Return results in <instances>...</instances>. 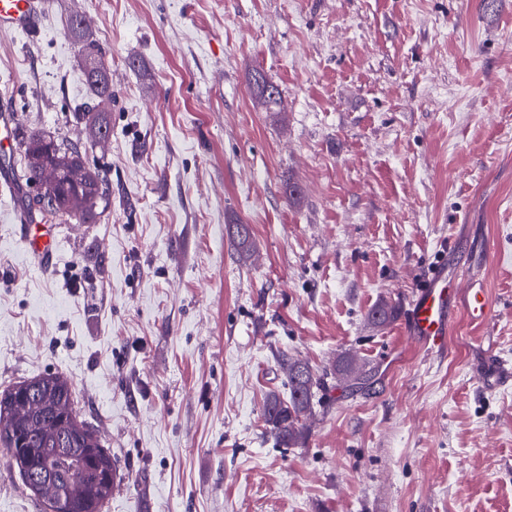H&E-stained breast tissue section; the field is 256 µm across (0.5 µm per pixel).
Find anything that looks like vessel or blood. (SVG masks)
<instances>
[{"label": "vessel or blood", "mask_w": 512, "mask_h": 512, "mask_svg": "<svg viewBox=\"0 0 512 512\" xmlns=\"http://www.w3.org/2000/svg\"><path fill=\"white\" fill-rule=\"evenodd\" d=\"M44 11L45 0H0V29L36 33ZM20 239L40 266H51L59 254L60 238L53 225L22 223ZM459 305L473 318L486 321L493 317L492 304L476 278L452 282L447 272L436 271L413 305L405 326L406 335L428 353L448 355L452 312Z\"/></svg>", "instance_id": "obj_1"}]
</instances>
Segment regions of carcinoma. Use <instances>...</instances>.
Masks as SVG:
<instances>
[{"mask_svg": "<svg viewBox=\"0 0 512 512\" xmlns=\"http://www.w3.org/2000/svg\"><path fill=\"white\" fill-rule=\"evenodd\" d=\"M105 53L89 42L84 46L86 80L96 100L93 109L112 102V84L108 82ZM272 94H265L266 88ZM253 88L258 102L268 112L282 104L278 86L260 72L254 73ZM21 158L7 163L21 193L18 204L30 220L44 223L65 217L90 223L110 203L108 170L89 163V147L82 143L61 144L54 136L30 137L22 142ZM234 235L248 260L250 228L234 224ZM395 308L381 304L373 308L367 321L373 326L389 323ZM280 367L288 383V399L273 393L264 405L269 433L284 448L304 444L313 418L314 405L320 403L328 375L334 373L350 385L367 380L365 364L352 354L332 364V369L317 371L307 362L293 357L281 359ZM37 385L34 403H21L16 388L20 381L0 392V450L14 470L48 471L61 486L62 497L50 489L40 490L21 477L24 486L42 501L44 512H102L112 496L118 475V463L106 448L98 432L75 411L73 384L67 377L49 373L33 378Z\"/></svg>", "mask_w": 512, "mask_h": 512, "instance_id": "cac0c4a2", "label": "carcinoma"}]
</instances>
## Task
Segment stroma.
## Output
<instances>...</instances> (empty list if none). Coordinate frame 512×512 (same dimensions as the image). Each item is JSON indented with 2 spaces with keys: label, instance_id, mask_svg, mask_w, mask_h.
Wrapping results in <instances>:
<instances>
[{
  "label": "stroma",
  "instance_id": "1",
  "mask_svg": "<svg viewBox=\"0 0 512 512\" xmlns=\"http://www.w3.org/2000/svg\"><path fill=\"white\" fill-rule=\"evenodd\" d=\"M77 14L112 82L110 206L43 270L0 195V390L72 381L120 464L103 512H512V0H48L0 32L25 134L90 138ZM442 265L484 272L496 316L457 312L434 359L403 328ZM345 353L367 384L329 379L279 447L281 359ZM0 512H42L2 452ZM258 77V79H257ZM259 79L261 80V83L259 82ZM269 87L272 90V93L274 94V97L271 96V92L265 96L266 88ZM253 88L255 91V95L258 99V102L261 104L262 107L265 108L268 112H279L276 110V108H280L282 104V97L281 92L278 89V86L274 85L272 82H270L264 74L261 72L254 73L253 76Z\"/></svg>",
  "mask_w": 512,
  "mask_h": 512
}]
</instances>
